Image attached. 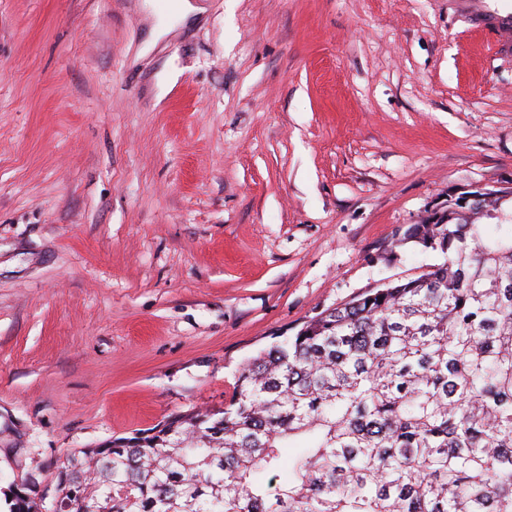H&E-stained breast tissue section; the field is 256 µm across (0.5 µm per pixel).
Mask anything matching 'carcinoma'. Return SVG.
<instances>
[{"label": "carcinoma", "mask_w": 512, "mask_h": 512, "mask_svg": "<svg viewBox=\"0 0 512 512\" xmlns=\"http://www.w3.org/2000/svg\"><path fill=\"white\" fill-rule=\"evenodd\" d=\"M410 242L443 262L261 351L224 407L67 450L60 512H512V190Z\"/></svg>", "instance_id": "cac0c4a2"}]
</instances>
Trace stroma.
Here are the masks:
<instances>
[{
  "label": "stroma",
  "mask_w": 512,
  "mask_h": 512,
  "mask_svg": "<svg viewBox=\"0 0 512 512\" xmlns=\"http://www.w3.org/2000/svg\"><path fill=\"white\" fill-rule=\"evenodd\" d=\"M0 0V491L221 407L512 188V0Z\"/></svg>",
  "instance_id": "1"
}]
</instances>
